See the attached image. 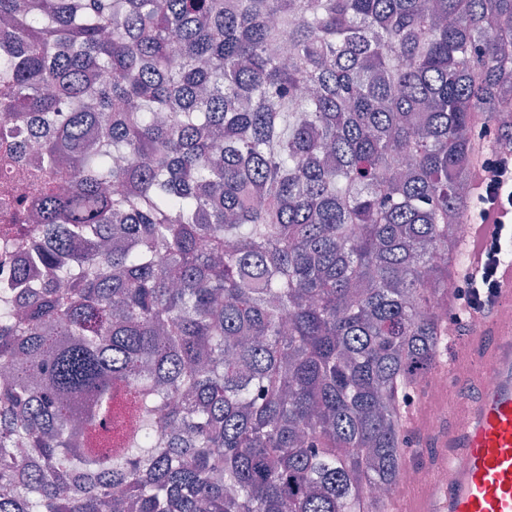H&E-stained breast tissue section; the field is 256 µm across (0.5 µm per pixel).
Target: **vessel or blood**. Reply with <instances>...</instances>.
Here are the masks:
<instances>
[{
	"label": "vessel or blood",
	"instance_id": "obj_1",
	"mask_svg": "<svg viewBox=\"0 0 512 512\" xmlns=\"http://www.w3.org/2000/svg\"><path fill=\"white\" fill-rule=\"evenodd\" d=\"M489 225L474 224L460 245L463 271L484 260ZM467 353L450 362L456 396L446 427L437 429L435 469L448 468V484L407 500L408 512H512V234L498 242L492 301L471 312ZM489 377L476 374V367Z\"/></svg>",
	"mask_w": 512,
	"mask_h": 512
}]
</instances>
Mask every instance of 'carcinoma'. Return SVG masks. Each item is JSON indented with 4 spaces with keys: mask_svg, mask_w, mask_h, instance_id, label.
Instances as JSON below:
<instances>
[{
    "mask_svg": "<svg viewBox=\"0 0 512 512\" xmlns=\"http://www.w3.org/2000/svg\"><path fill=\"white\" fill-rule=\"evenodd\" d=\"M0 512H386L448 354L512 0H0ZM62 167L70 181L53 178Z\"/></svg>",
    "mask_w": 512,
    "mask_h": 512,
    "instance_id": "1",
    "label": "carcinoma"
}]
</instances>
